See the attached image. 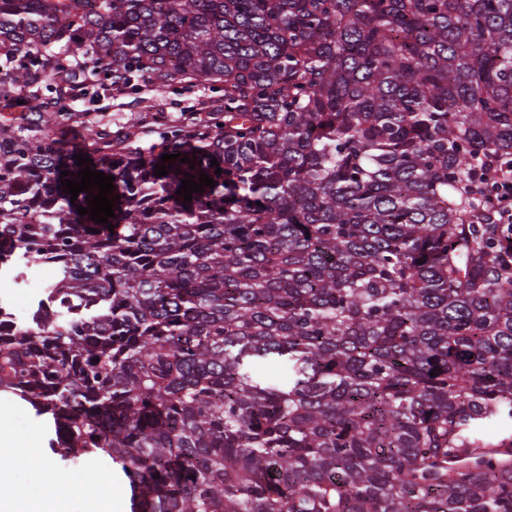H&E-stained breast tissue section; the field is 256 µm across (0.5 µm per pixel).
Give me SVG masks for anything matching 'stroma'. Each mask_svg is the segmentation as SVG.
Here are the masks:
<instances>
[{
    "instance_id": "35a3bbf8",
    "label": "stroma",
    "mask_w": 512,
    "mask_h": 512,
    "mask_svg": "<svg viewBox=\"0 0 512 512\" xmlns=\"http://www.w3.org/2000/svg\"><path fill=\"white\" fill-rule=\"evenodd\" d=\"M224 106V94L203 84L181 83L166 90L151 86L138 92L108 89L73 98L72 111L86 114L97 129L119 134L139 132V144L151 149L165 128L180 123L183 112L200 105ZM10 436L0 446V494L39 512L50 488L40 487L44 465L69 476L76 491L65 501L66 512H131L129 485L118 467L93 457L59 463L49 450L50 432L41 417L19 399L0 392V434Z\"/></svg>"
}]
</instances>
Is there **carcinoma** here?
I'll list each match as a JSON object with an SVG mask.
<instances>
[{
  "label": "carcinoma",
  "mask_w": 512,
  "mask_h": 512,
  "mask_svg": "<svg viewBox=\"0 0 512 512\" xmlns=\"http://www.w3.org/2000/svg\"><path fill=\"white\" fill-rule=\"evenodd\" d=\"M106 80L224 111L156 154L88 129L105 225L60 118ZM0 112V269L60 270L0 392L53 454L133 512H512V259L458 202L512 155V0H0Z\"/></svg>",
  "instance_id": "obj_1"
}]
</instances>
